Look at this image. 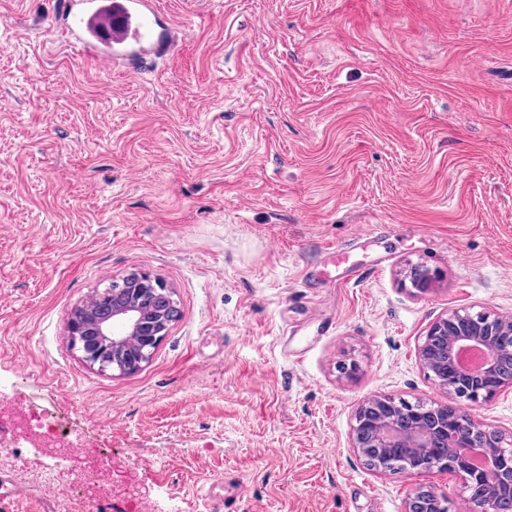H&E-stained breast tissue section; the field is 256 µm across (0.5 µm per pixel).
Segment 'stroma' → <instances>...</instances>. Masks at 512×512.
<instances>
[{
    "mask_svg": "<svg viewBox=\"0 0 512 512\" xmlns=\"http://www.w3.org/2000/svg\"><path fill=\"white\" fill-rule=\"evenodd\" d=\"M62 2L0 0V396L100 440L101 512H404L419 487L463 512L458 476L376 473L351 433L374 395L447 402L417 349L448 311L512 318V0H157L180 38L134 79ZM132 271L180 317L102 371L68 318ZM465 408L512 442V387ZM38 454L0 437V512H86Z\"/></svg>",
    "mask_w": 512,
    "mask_h": 512,
    "instance_id": "obj_1",
    "label": "stroma"
}]
</instances>
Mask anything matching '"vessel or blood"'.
<instances>
[{
    "label": "vessel or blood",
    "instance_id": "1",
    "mask_svg": "<svg viewBox=\"0 0 512 512\" xmlns=\"http://www.w3.org/2000/svg\"><path fill=\"white\" fill-rule=\"evenodd\" d=\"M63 31L106 67L128 61L143 73L171 43L155 0H68Z\"/></svg>",
    "mask_w": 512,
    "mask_h": 512
}]
</instances>
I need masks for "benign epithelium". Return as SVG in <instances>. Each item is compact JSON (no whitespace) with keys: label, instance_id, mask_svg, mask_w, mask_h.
Instances as JSON below:
<instances>
[{"label":"benign epithelium","instance_id":"obj_1","mask_svg":"<svg viewBox=\"0 0 512 512\" xmlns=\"http://www.w3.org/2000/svg\"><path fill=\"white\" fill-rule=\"evenodd\" d=\"M120 281L131 287L113 301L112 313L96 311L108 289L95 290L73 310L68 336L89 365L125 374L150 359L174 318L177 303L172 289L157 276L130 273ZM505 336H512L511 318L488 311L452 310L429 328L418 358L448 394L476 403L512 386V374L502 367V355L512 358V348H502ZM471 347L486 352L478 372L457 362L458 352ZM351 447L379 474L437 469L459 475L461 497L469 512H499L500 487L486 484L487 474H498L512 487V448L504 446L503 434L459 406H425L416 412L415 421L403 423L395 400L371 396L355 412ZM406 512H450L448 495L418 488L410 494Z\"/></svg>","mask_w":512,"mask_h":512}]
</instances>
